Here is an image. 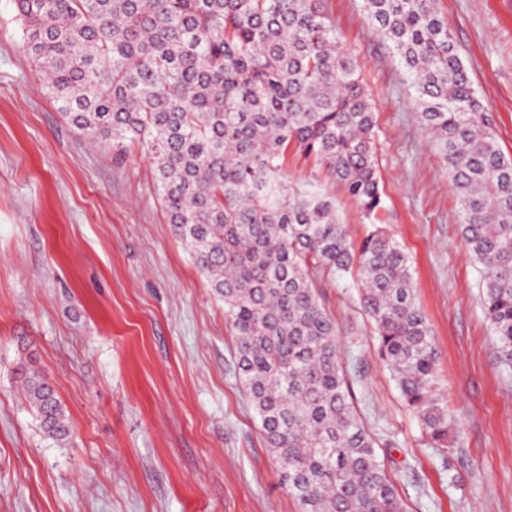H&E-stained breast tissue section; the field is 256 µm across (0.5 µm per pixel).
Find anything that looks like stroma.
Wrapping results in <instances>:
<instances>
[{"instance_id":"stroma-1","label":"stroma","mask_w":512,"mask_h":512,"mask_svg":"<svg viewBox=\"0 0 512 512\" xmlns=\"http://www.w3.org/2000/svg\"><path fill=\"white\" fill-rule=\"evenodd\" d=\"M377 112L378 220L412 260L459 430L431 447L380 358L351 277L324 284L357 408L408 512H512V368L459 207L401 67L362 0H325ZM512 156V0H439ZM0 0V512H299L244 386L224 305L174 236L143 149L122 159L57 111ZM46 375L56 441L25 391ZM26 394L41 421L44 432L56 439L70 435L71 426L52 382L38 373L30 374L25 382Z\"/></svg>"}]
</instances>
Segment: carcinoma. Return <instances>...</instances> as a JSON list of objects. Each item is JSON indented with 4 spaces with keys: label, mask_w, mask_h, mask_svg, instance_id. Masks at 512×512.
Listing matches in <instances>:
<instances>
[{
    "label": "carcinoma",
    "mask_w": 512,
    "mask_h": 512,
    "mask_svg": "<svg viewBox=\"0 0 512 512\" xmlns=\"http://www.w3.org/2000/svg\"><path fill=\"white\" fill-rule=\"evenodd\" d=\"M324 0H16L23 46L62 116L121 158L145 149L174 235L236 342L238 376L300 512H408L359 417L326 280H355L381 358L433 447L454 422L411 262L376 228L356 244L337 186L382 209L375 104ZM444 163L485 315L512 364V157L438 0H363ZM321 180H292L288 152ZM26 394L44 432L71 426L52 382Z\"/></svg>",
    "instance_id": "obj_1"
}]
</instances>
